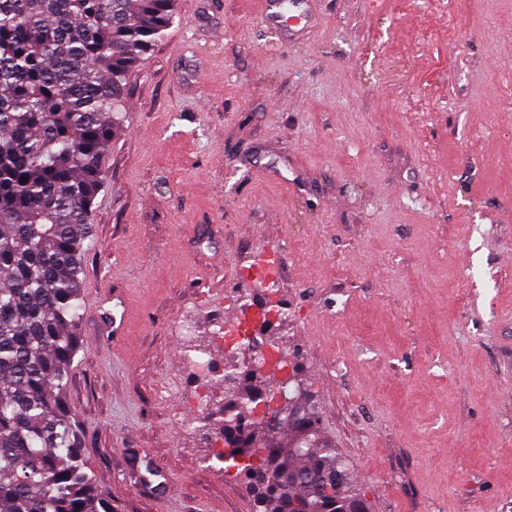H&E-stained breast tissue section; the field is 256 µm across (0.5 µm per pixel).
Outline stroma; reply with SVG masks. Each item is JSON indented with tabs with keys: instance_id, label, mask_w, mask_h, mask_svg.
<instances>
[{
	"instance_id": "35a3bbf8",
	"label": "stroma",
	"mask_w": 512,
	"mask_h": 512,
	"mask_svg": "<svg viewBox=\"0 0 512 512\" xmlns=\"http://www.w3.org/2000/svg\"><path fill=\"white\" fill-rule=\"evenodd\" d=\"M264 10L177 0L127 78L67 384L87 471L116 512H253L196 426L275 255L270 333L369 512H512V0H313L293 39Z\"/></svg>"
}]
</instances>
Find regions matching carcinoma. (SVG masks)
Wrapping results in <instances>:
<instances>
[{"label":"carcinoma","instance_id":"obj_1","mask_svg":"<svg viewBox=\"0 0 512 512\" xmlns=\"http://www.w3.org/2000/svg\"><path fill=\"white\" fill-rule=\"evenodd\" d=\"M176 0H0V512H113L85 471L66 400L78 353L84 240L126 79L173 23ZM269 361L297 366L275 340ZM224 366V405L200 428L242 476L254 512H368L365 493L297 405L263 441L283 381ZM343 488L336 489V472Z\"/></svg>","mask_w":512,"mask_h":512}]
</instances>
